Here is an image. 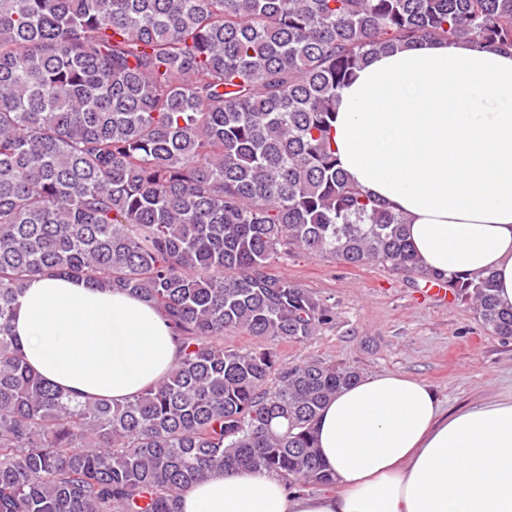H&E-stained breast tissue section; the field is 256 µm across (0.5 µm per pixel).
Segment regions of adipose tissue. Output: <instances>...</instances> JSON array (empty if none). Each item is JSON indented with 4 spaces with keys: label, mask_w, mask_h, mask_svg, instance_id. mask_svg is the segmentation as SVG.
<instances>
[{
    "label": "adipose tissue",
    "mask_w": 512,
    "mask_h": 512,
    "mask_svg": "<svg viewBox=\"0 0 512 512\" xmlns=\"http://www.w3.org/2000/svg\"><path fill=\"white\" fill-rule=\"evenodd\" d=\"M332 147L353 183L406 218L424 268L493 275L512 308V52L421 38L372 56L339 93ZM13 330L30 367L82 401L125 402L180 352L149 303L59 276L27 282ZM314 441L332 477L321 491L214 472L180 512H512V396L449 414L426 383L369 374L326 402Z\"/></svg>",
    "instance_id": "ef3b65f1"
}]
</instances>
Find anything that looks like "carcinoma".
Instances as JSON below:
<instances>
[{
    "label": "carcinoma",
    "instance_id": "carcinoma-1",
    "mask_svg": "<svg viewBox=\"0 0 512 512\" xmlns=\"http://www.w3.org/2000/svg\"><path fill=\"white\" fill-rule=\"evenodd\" d=\"M423 37L508 50L512 0H0V512H178L237 468L329 483L314 424L359 371L224 346L332 321L281 252L444 285L512 339L491 278L421 268L337 167L339 90ZM48 274L154 304L181 333L167 377L114 405L32 370L12 320Z\"/></svg>",
    "mask_w": 512,
    "mask_h": 512
}]
</instances>
